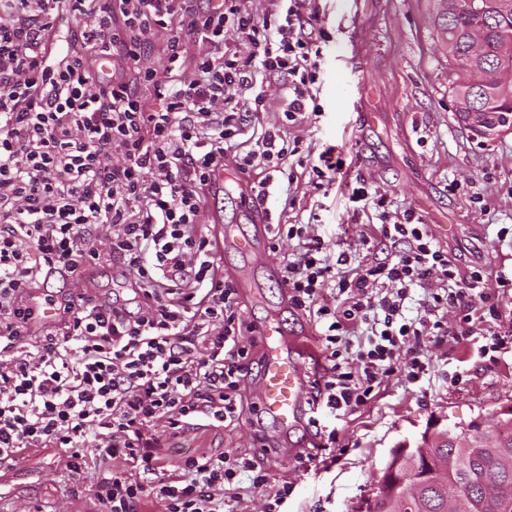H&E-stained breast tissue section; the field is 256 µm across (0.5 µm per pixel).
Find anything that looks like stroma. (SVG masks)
Returning a JSON list of instances; mask_svg holds the SVG:
<instances>
[{
	"label": "stroma",
	"mask_w": 512,
	"mask_h": 512,
	"mask_svg": "<svg viewBox=\"0 0 512 512\" xmlns=\"http://www.w3.org/2000/svg\"><path fill=\"white\" fill-rule=\"evenodd\" d=\"M317 5L324 37L313 93L320 112L293 130L303 151L333 149L350 181L378 190L388 211L413 210L461 272L512 280V134L483 143L458 123L448 94L453 74L438 47L432 0ZM277 180L288 186L287 203L271 206L281 223L314 224L333 253L362 260L361 238L378 233L375 208L355 214L350 191L333 182L318 185L305 174ZM253 276L259 298L243 302L244 320L259 324L276 312L290 334L302 331L308 319L284 306L279 276L260 268ZM124 282L123 265L107 258L79 277L52 276L47 289L67 300L80 286L108 302ZM497 309L492 327L507 347L496 357L485 354L486 340L479 335L423 342L430 367L420 382L391 380L364 409L325 416L345 447L335 461L302 467L295 452L312 441L307 427L284 436L264 421L278 450L270 460L274 475L293 485L284 512H351L394 448L415 446L433 424L467 423L511 403L512 290L500 295ZM253 436L247 419L228 428L198 426L172 441L167 454L175 464L183 453L201 448L248 451ZM65 459L64 449L33 448L1 467L0 512H100L91 493L98 468L74 475Z\"/></svg>",
	"instance_id": "stroma-1"
}]
</instances>
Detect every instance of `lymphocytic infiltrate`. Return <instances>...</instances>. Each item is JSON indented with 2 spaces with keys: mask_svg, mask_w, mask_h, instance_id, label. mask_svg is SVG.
I'll return each instance as SVG.
<instances>
[{
  "mask_svg": "<svg viewBox=\"0 0 512 512\" xmlns=\"http://www.w3.org/2000/svg\"><path fill=\"white\" fill-rule=\"evenodd\" d=\"M63 14L76 29H59ZM162 30L161 69L143 66ZM228 30L236 41H225ZM321 33L315 0H269L260 17L247 0H0V466L31 448H62L78 474L92 446L102 512H143L149 502L225 512L246 486L266 490L262 512H280L292 487L272 485L254 455L197 452L172 470L165 447L197 420L226 428L258 412L245 394L258 349L238 341L256 326L241 319L218 243L197 218L226 167L242 178L264 171L260 206L270 173L301 167L327 182L340 173L332 150L303 154L291 133L320 111ZM113 58L134 81L101 80L99 63ZM259 72L282 79L285 121L249 137L245 113L266 109ZM103 224L133 305L86 295L58 304L55 326L27 344L28 293L44 274L97 265ZM379 234L394 255L351 268L313 225L269 227L289 303L312 318L326 360L310 385L320 443L301 456L305 466L338 442L319 411L356 412L394 377L418 382L429 362L407 338L473 335L512 287L477 270L460 276L412 210L383 217ZM286 239L293 255L280 251ZM433 278L443 292L425 318L407 320L409 288ZM328 285L337 303L324 299ZM457 306L448 326L441 312Z\"/></svg>",
  "mask_w": 512,
  "mask_h": 512,
  "instance_id": "obj_1",
  "label": "lymphocytic infiltrate"
}]
</instances>
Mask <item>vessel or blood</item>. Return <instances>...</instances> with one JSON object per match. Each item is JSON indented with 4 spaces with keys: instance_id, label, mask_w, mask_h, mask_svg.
<instances>
[{
    "instance_id": "obj_1",
    "label": "vessel or blood",
    "mask_w": 512,
    "mask_h": 512,
    "mask_svg": "<svg viewBox=\"0 0 512 512\" xmlns=\"http://www.w3.org/2000/svg\"><path fill=\"white\" fill-rule=\"evenodd\" d=\"M236 193L242 213L260 227L265 218L254 207L251 184L238 183ZM223 230L225 240L231 241L244 258L243 268L227 274L226 279L240 294L254 296L256 283L250 279L248 269L269 263L267 233L260 228L257 237L250 238L241 235L235 224L224 225ZM258 331L267 349L258 386L260 406L282 430L294 431L303 424L307 398V384L298 356L308 351L309 345L299 337L288 335L274 314L259 325Z\"/></svg>"
}]
</instances>
